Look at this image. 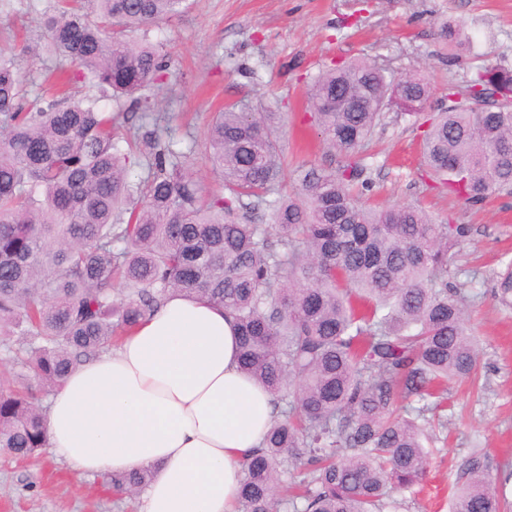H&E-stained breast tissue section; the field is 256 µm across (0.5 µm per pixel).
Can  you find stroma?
Listing matches in <instances>:
<instances>
[{
	"instance_id": "obj_1",
	"label": "stroma",
	"mask_w": 512,
	"mask_h": 512,
	"mask_svg": "<svg viewBox=\"0 0 512 512\" xmlns=\"http://www.w3.org/2000/svg\"><path fill=\"white\" fill-rule=\"evenodd\" d=\"M55 0H11L0 12V48L42 46ZM462 27L474 49L455 54L442 23ZM150 41L170 54L167 80L146 91L155 111L173 114L174 139L194 143V169L208 192L221 191L205 159L212 112L227 104L282 113L276 135L295 184L301 164L329 166L335 156L304 117L314 76L336 62L363 57L391 75L417 71L433 87L434 112L448 90L463 91L486 65L512 70V0H189L181 13L149 26ZM424 121L388 105L385 121L363 152L373 182L366 200L417 204L435 222L463 224L449 281L468 297L467 325L482 366L478 385L448 387V425L431 431L423 486L397 493V512H450L471 448L489 457L492 486L512 503V308L503 307L494 277L512 261V194L473 206L434 181L422 150ZM139 500H116L96 478L77 477L53 454L22 462L0 458V512H138Z\"/></svg>"
}]
</instances>
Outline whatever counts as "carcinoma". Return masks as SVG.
I'll return each instance as SVG.
<instances>
[{
    "instance_id": "1",
    "label": "carcinoma",
    "mask_w": 512,
    "mask_h": 512,
    "mask_svg": "<svg viewBox=\"0 0 512 512\" xmlns=\"http://www.w3.org/2000/svg\"><path fill=\"white\" fill-rule=\"evenodd\" d=\"M186 0H57L44 49L69 62L26 91L22 60L0 51V455L48 451L41 410L84 363L119 345L172 293L233 317L241 369L274 397L262 447L240 472L238 512H384L420 484L424 432L445 425L448 383L479 370L466 296L448 284L451 249L469 233L421 208L367 206L358 154L386 103L407 115L432 95L417 72L387 77L356 58L319 72L307 108L336 168L301 167L288 194L277 115L229 104L207 129L224 191L205 194L192 151L163 140L170 117L140 95L168 68L163 47L129 35ZM500 99L475 108L482 88ZM88 84L129 99L113 114ZM432 118L434 177L478 205L512 193V71L485 67ZM143 158L147 176L130 179ZM512 306V262L496 281ZM454 512H502L485 453L471 452ZM146 471L103 474L116 494Z\"/></svg>"
}]
</instances>
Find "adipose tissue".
<instances>
[{
  "label": "adipose tissue",
  "mask_w": 512,
  "mask_h": 512,
  "mask_svg": "<svg viewBox=\"0 0 512 512\" xmlns=\"http://www.w3.org/2000/svg\"><path fill=\"white\" fill-rule=\"evenodd\" d=\"M236 342L223 310L168 297L54 394L50 451L81 475L150 469L139 512H235L240 464L274 416Z\"/></svg>",
  "instance_id": "adipose-tissue-1"
}]
</instances>
